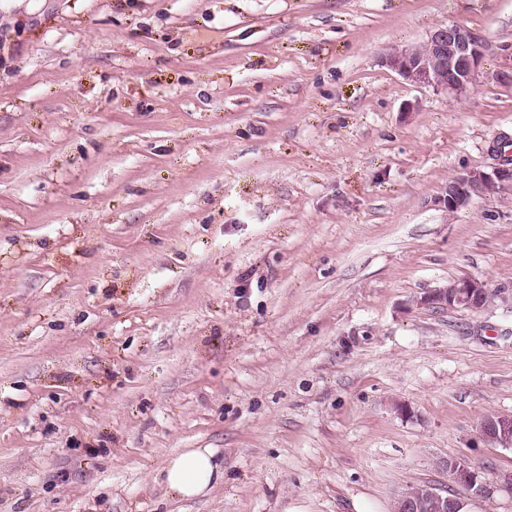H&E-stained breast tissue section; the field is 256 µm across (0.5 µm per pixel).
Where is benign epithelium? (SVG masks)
<instances>
[{
    "label": "benign epithelium",
    "mask_w": 512,
    "mask_h": 512,
    "mask_svg": "<svg viewBox=\"0 0 512 512\" xmlns=\"http://www.w3.org/2000/svg\"><path fill=\"white\" fill-rule=\"evenodd\" d=\"M483 57L484 40L480 35L463 26L448 24L436 28L420 45L394 48L386 55L385 64L414 86L458 97L476 87ZM505 180L512 181V166H502L491 173L461 172L448 181L438 203L447 212L454 213L473 198L495 192ZM416 305L473 313L491 307L512 311V286L500 285L492 289L483 280L466 278L428 292L416 300ZM480 434L489 444L511 449L512 414H487L480 423ZM439 467L471 497L484 493L480 471L468 461L446 458L440 461ZM395 499L400 512H421L428 499L436 502L438 512H457L458 509L457 500L448 495V489L434 484L422 495L405 489L396 493Z\"/></svg>",
    "instance_id": "7a95c632"
}]
</instances>
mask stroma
<instances>
[{
	"instance_id": "obj_1",
	"label": "stroma",
	"mask_w": 512,
	"mask_h": 512,
	"mask_svg": "<svg viewBox=\"0 0 512 512\" xmlns=\"http://www.w3.org/2000/svg\"><path fill=\"white\" fill-rule=\"evenodd\" d=\"M452 23L466 96L383 65ZM507 138L512 0H0V512H512V312L412 304L512 284V182L437 202ZM482 439L498 448H512V414L489 413L480 423ZM214 448H183L172 454L162 471L163 483L174 496L192 500L224 483V461ZM439 467L448 474L453 483L466 490L471 497L476 498L484 493L481 472L467 460L446 458L440 461ZM428 485V490L424 495L413 494L410 490L405 489L395 494V499L400 505V512H421L425 507L426 500H433L436 502V510L438 512H458V503L456 498L448 496V489L442 488L438 485L422 482ZM393 499V512H398V506Z\"/></svg>"
}]
</instances>
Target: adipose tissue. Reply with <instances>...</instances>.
Masks as SVG:
<instances>
[{"label":"adipose tissue","instance_id":"1","mask_svg":"<svg viewBox=\"0 0 512 512\" xmlns=\"http://www.w3.org/2000/svg\"><path fill=\"white\" fill-rule=\"evenodd\" d=\"M213 448H185L166 461L163 483L174 496L192 500L207 495L224 481V464Z\"/></svg>","mask_w":512,"mask_h":512}]
</instances>
